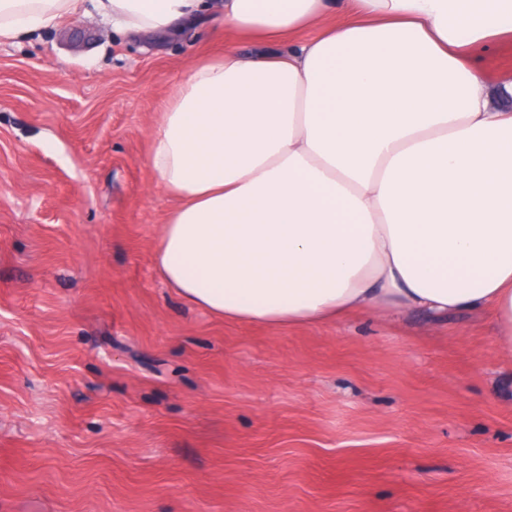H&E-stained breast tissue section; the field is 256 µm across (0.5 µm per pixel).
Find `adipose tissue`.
<instances>
[{"label": "adipose tissue", "mask_w": 512, "mask_h": 512, "mask_svg": "<svg viewBox=\"0 0 512 512\" xmlns=\"http://www.w3.org/2000/svg\"><path fill=\"white\" fill-rule=\"evenodd\" d=\"M87 10L126 32L207 12L315 32L225 48L161 114L149 165L179 206L155 262L187 302L274 327L481 309L512 359V80L479 66L512 0H0V37Z\"/></svg>", "instance_id": "1"}]
</instances>
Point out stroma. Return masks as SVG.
<instances>
[{
    "instance_id": "obj_1",
    "label": "stroma",
    "mask_w": 512,
    "mask_h": 512,
    "mask_svg": "<svg viewBox=\"0 0 512 512\" xmlns=\"http://www.w3.org/2000/svg\"><path fill=\"white\" fill-rule=\"evenodd\" d=\"M228 45L289 42L79 15L0 39V512H512L489 313L274 328L158 272L152 135Z\"/></svg>"
}]
</instances>
